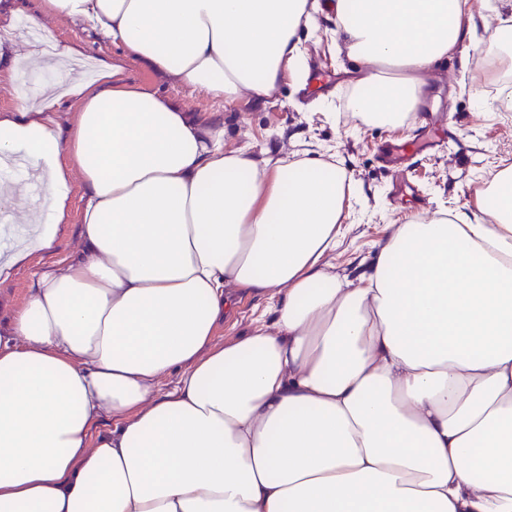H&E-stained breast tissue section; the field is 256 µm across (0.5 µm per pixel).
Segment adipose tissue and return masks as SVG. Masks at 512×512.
<instances>
[{
    "instance_id": "1",
    "label": "adipose tissue",
    "mask_w": 512,
    "mask_h": 512,
    "mask_svg": "<svg viewBox=\"0 0 512 512\" xmlns=\"http://www.w3.org/2000/svg\"><path fill=\"white\" fill-rule=\"evenodd\" d=\"M365 68L350 112L398 126L431 67L476 28L473 0H327ZM23 0L40 37L0 42V76L52 84L0 110V155L43 179L30 239L51 249L81 182L79 246L0 311V512H512V170L478 210L400 225L359 282L323 257L346 171L256 161L224 129L125 76L141 64L227 103L305 74L309 0ZM56 18L123 44L94 80ZM74 105L69 122L56 119ZM275 321L214 341L228 287ZM176 377L175 387L160 383ZM107 430H99L101 421Z\"/></svg>"
}]
</instances>
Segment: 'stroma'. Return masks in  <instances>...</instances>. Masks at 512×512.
<instances>
[{"instance_id":"stroma-1","label":"stroma","mask_w":512,"mask_h":512,"mask_svg":"<svg viewBox=\"0 0 512 512\" xmlns=\"http://www.w3.org/2000/svg\"><path fill=\"white\" fill-rule=\"evenodd\" d=\"M315 18L318 29L303 34L302 51L307 69L321 70V79L285 76L256 103L244 100L228 106L132 63H125L126 74L134 84L165 94L223 126L225 150H241L258 161L305 152L346 168L353 192L350 215L325 261L336 273L356 280L399 225L437 211L475 207L489 173L512 155V109L502 105L512 94V70L501 72L493 82L483 79V63L497 53L490 35L500 20L499 15L485 14L468 46L431 71L428 86L437 102L395 128L369 124L347 107L351 88L346 77L361 69V61L348 54L334 32L333 18L323 11ZM47 25L58 40L81 43L91 57L125 62L121 46L88 27L53 19ZM438 127L451 134L428 149ZM396 137L423 145V152L395 165L382 163L379 147ZM230 296L235 313L218 325L216 342L231 341L258 321L273 324L267 295L234 289Z\"/></svg>"}]
</instances>
